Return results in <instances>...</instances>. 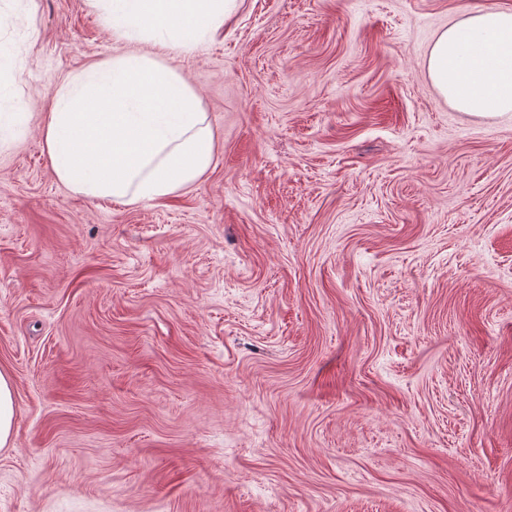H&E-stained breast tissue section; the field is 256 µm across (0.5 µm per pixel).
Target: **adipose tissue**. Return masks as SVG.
Instances as JSON below:
<instances>
[{"label":"adipose tissue","instance_id":"obj_1","mask_svg":"<svg viewBox=\"0 0 512 512\" xmlns=\"http://www.w3.org/2000/svg\"><path fill=\"white\" fill-rule=\"evenodd\" d=\"M114 40L150 42L67 76L44 129L57 177L115 203L155 201L196 184L213 135L197 93L169 65L217 31L236 0H89ZM427 74L460 111L512 115V8H477L435 39Z\"/></svg>","mask_w":512,"mask_h":512}]
</instances>
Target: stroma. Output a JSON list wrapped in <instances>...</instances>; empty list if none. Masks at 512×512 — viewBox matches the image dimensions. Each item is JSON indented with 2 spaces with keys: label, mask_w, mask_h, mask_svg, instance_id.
<instances>
[{
  "label": "stroma",
  "mask_w": 512,
  "mask_h": 512,
  "mask_svg": "<svg viewBox=\"0 0 512 512\" xmlns=\"http://www.w3.org/2000/svg\"><path fill=\"white\" fill-rule=\"evenodd\" d=\"M481 5L237 0L170 61L211 167L117 205L43 127L124 44L0 0V512H512V120L425 70ZM14 415L13 385L10 378L0 371V448L9 443Z\"/></svg>",
  "instance_id": "1"
}]
</instances>
